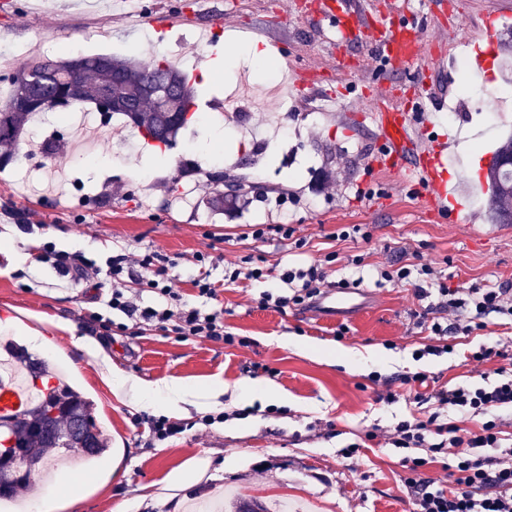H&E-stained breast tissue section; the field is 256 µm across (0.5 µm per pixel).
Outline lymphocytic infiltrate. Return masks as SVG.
<instances>
[{"instance_id": "1", "label": "lymphocytic infiltrate", "mask_w": 512, "mask_h": 512, "mask_svg": "<svg viewBox=\"0 0 512 512\" xmlns=\"http://www.w3.org/2000/svg\"><path fill=\"white\" fill-rule=\"evenodd\" d=\"M41 256L54 258L58 270L74 281L86 279L89 272L101 265L106 266L116 283L134 268L146 270L145 285L150 292L164 298L163 308L140 306L136 295L118 285L100 295L102 308L148 322H174L177 333L185 337L221 339L230 346L248 344L246 338L225 331L222 312L206 309V302L216 295L214 282L204 277L193 279L197 305L181 301L169 286L174 263L166 254L154 250L121 253L108 257L100 265L83 254L55 252L46 245ZM380 276L388 282L414 283L418 299L425 301L428 309L465 310V322L451 325L455 332L467 335L473 329L484 328V318L491 313L512 318L511 288H452L440 281L428 265L384 270ZM280 280L291 286V294L262 292L260 307L278 310L291 305L308 307L323 295L328 285L327 275L319 264L284 270ZM507 357V351L498 345L481 343L467 353L466 359L477 363L501 360L494 382L431 389L427 386L428 375L418 372L402 376L405 394L390 390L381 394V401L388 404L404 396L432 407L426 418L399 421L386 435L389 444L403 451L401 463L404 482L410 491L411 512H512V445L505 442V422L500 415L502 409L512 408V368L503 365ZM452 412L457 414V421H449L448 415ZM468 416L475 418V427L465 425L464 419ZM435 464L444 471V479L427 476V468Z\"/></svg>"}]
</instances>
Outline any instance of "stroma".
<instances>
[{
  "label": "stroma",
  "mask_w": 512,
  "mask_h": 512,
  "mask_svg": "<svg viewBox=\"0 0 512 512\" xmlns=\"http://www.w3.org/2000/svg\"><path fill=\"white\" fill-rule=\"evenodd\" d=\"M13 0L10 16L0 15V49L23 48L55 59L62 47L81 43L84 53L139 57L152 65L163 49L179 50L174 64L197 78L206 50L201 27L223 23L229 44L240 46L224 68L219 84L197 88L199 123L180 135L176 147L145 164L151 149L137 143L122 162L112 159V139L104 137L89 159L65 152L75 171L88 178L86 198L60 203L53 192L19 193L15 180L0 173V316L12 314L47 340L38 355L68 378L94 404L96 423L109 435L103 455L73 456L53 478H39L17 493L16 502L0 501V512H38L44 499L68 495V480L78 498L67 512H198L205 502L222 498L225 487L255 496L290 512H409L401 479V454L386 442L364 447L352 458L342 448L360 442L372 426L390 430L400 420L422 413L414 402L387 405L376 396L400 390L401 375L427 372L439 384L456 385L492 375L494 363L478 365L463 353L479 342L512 345V318L489 315L484 329L458 336L454 353L415 360L416 349L438 343L433 323L453 322L448 311H429L412 284L388 282L385 269L426 264L450 287L512 289V224L492 223L485 205L473 207V223L448 224L428 217L415 201L412 175L376 166L378 145L371 113L379 97L411 104L418 95L447 90L470 91L466 79L448 68V46L473 45L483 17L493 16L494 36L512 35V0H408L425 29L420 68L381 71L363 33L330 44L319 20L316 0ZM143 10L140 28L130 26L129 7ZM257 46L271 58L288 50L289 63L277 72L258 70L246 49ZM314 73L304 95L288 90V70ZM279 84L278 93L246 100L225 110L224 100L238 86ZM325 104L323 114H307L309 104ZM475 110L453 125L439 124L419 136H446L444 162L449 186L461 202L481 171L459 148V137L481 139L493 152L512 136V98L493 103L476 100ZM489 112L507 120L488 128ZM224 144L222 187L210 185L199 145L210 130ZM201 167L189 181L198 184L192 207L174 204L188 181L182 160ZM144 165L146 177L132 169ZM252 189L235 206L217 210V192L231 193L241 180ZM286 216L296 228L293 240L255 239L251 227ZM34 223L21 230L18 219ZM349 238H340V231ZM101 260L123 251L158 250L175 260L171 286L193 300L191 284L209 273L218 288L212 309L223 311L224 327L248 338L249 346L220 340L184 338L171 324L128 319L119 312L109 321L95 319L99 305L91 281L73 283L53 261H37L44 243ZM203 252L215 263H198ZM253 257L262 259L272 279L251 287L228 284L224 270ZM324 264L329 280H359L367 298L361 312L325 316L288 307L259 306L262 292H276L285 268ZM69 330L57 329V322ZM299 340L283 345L282 337ZM141 384L178 380L196 386L224 385L227 393L253 390L251 401H225L227 422L203 426L195 408L176 414L184 433L148 445L144 416L163 415L158 402L117 394L100 365ZM264 365L254 374L251 364ZM378 372L379 383L369 379ZM264 387L281 399L261 395Z\"/></svg>",
  "instance_id": "obj_1"
}]
</instances>
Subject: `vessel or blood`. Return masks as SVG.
Segmentation results:
<instances>
[{"instance_id": "1", "label": "vessel or blood", "mask_w": 512, "mask_h": 512, "mask_svg": "<svg viewBox=\"0 0 512 512\" xmlns=\"http://www.w3.org/2000/svg\"><path fill=\"white\" fill-rule=\"evenodd\" d=\"M321 19L335 34L337 41L346 40L353 29H371L372 45L384 68H405L419 59V44L424 30L413 19L400 17H372L360 6L359 0H328ZM496 57L492 36H485L475 47L472 68L483 73ZM377 135L389 168L400 170L414 164L420 181L426 188L423 197L427 212L446 219L449 223L462 222V207L448 191V173L442 161L447 149L446 138L428 142L419 141L412 128L414 115L397 107L378 102L375 106ZM36 383L0 387V414H10L28 400Z\"/></svg>"}]
</instances>
